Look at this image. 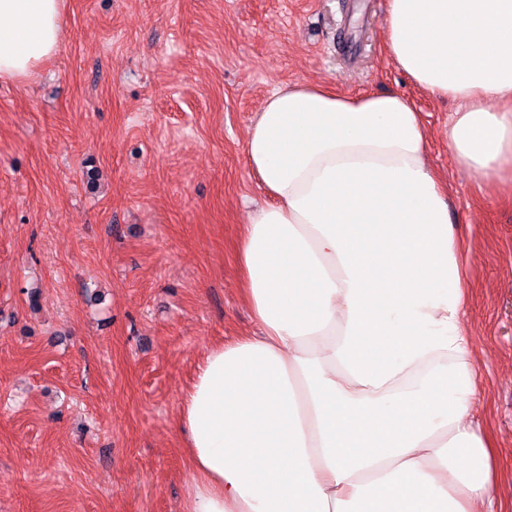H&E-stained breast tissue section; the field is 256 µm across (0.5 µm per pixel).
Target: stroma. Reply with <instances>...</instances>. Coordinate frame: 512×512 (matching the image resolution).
Instances as JSON below:
<instances>
[{"mask_svg": "<svg viewBox=\"0 0 512 512\" xmlns=\"http://www.w3.org/2000/svg\"><path fill=\"white\" fill-rule=\"evenodd\" d=\"M385 4L63 0L59 50L0 77V512H181L182 393L209 346L257 330L237 240L267 196L246 132L298 81L421 111L512 512V193L454 161L456 106L391 64Z\"/></svg>", "mask_w": 512, "mask_h": 512, "instance_id": "obj_1", "label": "stroma"}]
</instances>
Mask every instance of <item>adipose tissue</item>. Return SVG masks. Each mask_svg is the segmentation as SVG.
Returning a JSON list of instances; mask_svg holds the SVG:
<instances>
[{
  "label": "adipose tissue",
  "instance_id": "ef3b65f1",
  "mask_svg": "<svg viewBox=\"0 0 512 512\" xmlns=\"http://www.w3.org/2000/svg\"><path fill=\"white\" fill-rule=\"evenodd\" d=\"M62 0H0V77L60 46ZM385 47L458 108L448 150L512 184V0H387ZM401 95L294 82L245 156L269 201L239 236L256 336L208 347L176 430L182 512H497L448 189Z\"/></svg>",
  "mask_w": 512,
  "mask_h": 512
}]
</instances>
